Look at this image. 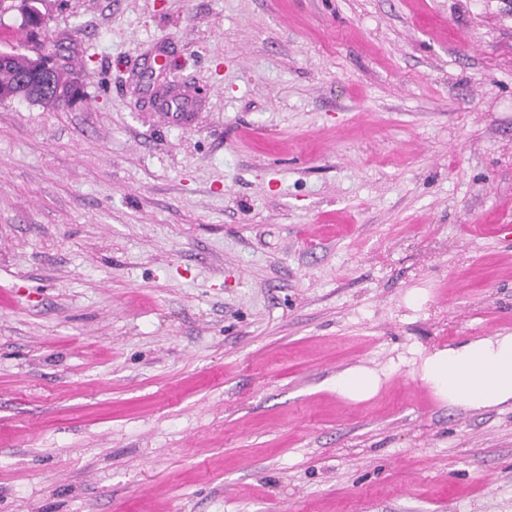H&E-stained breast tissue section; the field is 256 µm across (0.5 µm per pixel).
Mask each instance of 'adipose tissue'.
<instances>
[{"mask_svg":"<svg viewBox=\"0 0 512 512\" xmlns=\"http://www.w3.org/2000/svg\"><path fill=\"white\" fill-rule=\"evenodd\" d=\"M415 377L445 406L482 412L512 402V333L420 352ZM382 383L366 366L342 370L330 386L337 396L363 401Z\"/></svg>","mask_w":512,"mask_h":512,"instance_id":"1","label":"adipose tissue"}]
</instances>
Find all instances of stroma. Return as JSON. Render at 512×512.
Instances as JSON below:
<instances>
[{
  "label": "stroma",
  "mask_w": 512,
  "mask_h": 512,
  "mask_svg": "<svg viewBox=\"0 0 512 512\" xmlns=\"http://www.w3.org/2000/svg\"><path fill=\"white\" fill-rule=\"evenodd\" d=\"M44 11L81 97L0 102V512H512V408L412 367L512 333V0ZM382 383L381 374L366 366L342 370L331 380V389L340 398L363 401L374 396Z\"/></svg>",
  "instance_id": "stroma-1"
}]
</instances>
